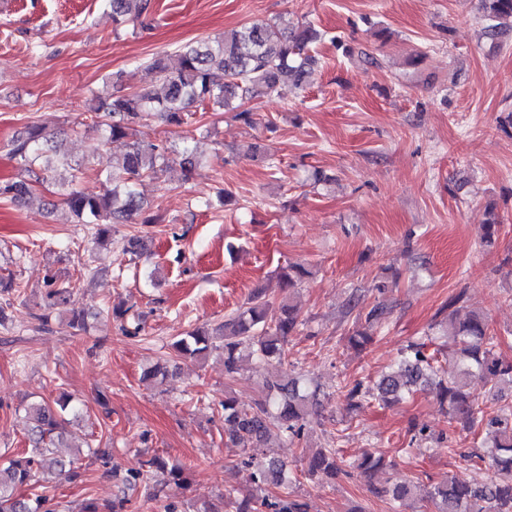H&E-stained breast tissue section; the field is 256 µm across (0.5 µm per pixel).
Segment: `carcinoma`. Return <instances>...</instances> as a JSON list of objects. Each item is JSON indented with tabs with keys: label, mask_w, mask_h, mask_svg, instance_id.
Here are the masks:
<instances>
[{
	"label": "carcinoma",
	"mask_w": 512,
	"mask_h": 512,
	"mask_svg": "<svg viewBox=\"0 0 512 512\" xmlns=\"http://www.w3.org/2000/svg\"><path fill=\"white\" fill-rule=\"evenodd\" d=\"M111 6L113 21L118 25L129 17L144 26L153 14V0H111ZM479 10L489 21L485 35L497 38L508 33L504 22L512 24V0H479ZM320 39V32L311 23L279 18L246 25L219 38L190 42L173 54L156 56L149 66L161 92L133 91L94 98L96 127L102 138L129 140L120 164L110 160L103 164L101 193L88 195L79 190L77 184L87 168L69 159L61 142L32 125L11 141L10 154L22 175L1 184L0 197L24 204L36 186L48 181L75 223L86 225L95 240L108 237L112 225L125 224L135 215L143 224H156L158 216L140 196L139 185L143 179L163 173L177 157L185 171H192L197 163L196 150L187 142L181 150H173L137 134V127L153 119L180 126L192 107L235 111L250 126L252 112L243 105L278 95L287 85L298 89L306 85L318 64L312 46ZM46 296L67 301L69 283L51 278ZM460 302V296L449 299L441 309L444 317L430 325L425 336L407 342L396 367L382 374L374 388L367 389L357 382L346 389L345 398L351 408L359 409L373 401L388 405L419 392H434L449 422H461L480 439V444L494 448L489 460L496 471V478L489 483L465 484L450 478L433 487L427 500L434 505V512H512V359L499 352L500 336L491 331L487 316L476 310L459 315ZM269 306L266 295L256 292L246 306L218 327L189 330L174 341L173 347L179 354L199 360L222 353L228 375L238 370L245 352L268 363H279L286 356L288 336L305 325L306 319L295 304L284 300L277 320L269 323ZM385 321L384 308L371 307L364 323L352 331L349 343L363 350ZM475 380L496 392L499 406L493 413L483 411L471 394ZM263 386L265 398L250 408L230 395L220 403L229 439L251 452L245 464L253 468L252 481L257 489L240 498L236 490L227 489L224 498L234 502L235 512H308L306 501L293 489L296 477L292 470L278 459L263 456V448L275 428L288 432L291 439L299 437L313 407L318 405V394L307 391L294 378H268ZM71 401V396L63 392L51 402L36 401L25 407L31 448L27 456L0 465V512H58L49 496L41 493L25 498L18 489L44 487L52 467L70 481L81 477L75 462H66L55 452L65 438ZM383 462L382 457L367 452L357 464H347L339 457V449L319 448L307 457L306 473L331 483L340 476H351L353 469L370 475ZM159 471L166 475L167 484L184 486L185 469L169 467L156 455L146 460L132 479L147 482ZM414 488L410 481L391 488L374 487L372 492L401 505ZM127 502L124 496L103 506L89 501L81 512H125Z\"/></svg>",
	"instance_id": "carcinoma-1"
}]
</instances>
